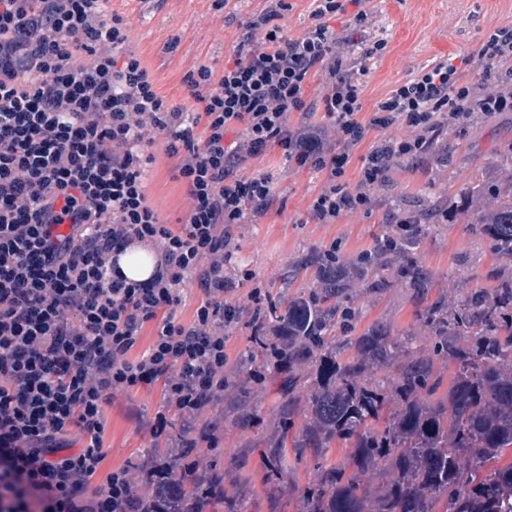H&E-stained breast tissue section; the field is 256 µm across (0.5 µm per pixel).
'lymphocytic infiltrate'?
<instances>
[{"label": "lymphocytic infiltrate", "instance_id": "1", "mask_svg": "<svg viewBox=\"0 0 512 512\" xmlns=\"http://www.w3.org/2000/svg\"><path fill=\"white\" fill-rule=\"evenodd\" d=\"M297 36L280 24L291 0H273L244 23L233 63H201L185 78L191 110L167 103L141 56L134 28L108 0H0V512H137L136 467L92 479L103 458V411L114 393L167 381L148 430L167 414L202 422L224 396V326L262 303L226 299L230 229L262 212L272 176L244 173L248 160L279 147L297 167L325 172L307 216L333 224L368 209L388 162L420 157L438 124L449 131L478 113L512 112V23L491 30L467 55L422 67L363 119L365 69L348 55H382L331 27L351 15L369 28V0H313ZM478 80H466L468 72ZM326 79L322 124H289L307 113L311 78ZM359 181L344 176L370 131ZM164 141L177 160L188 208L163 220L145 193L149 149ZM158 252L148 280L119 265L131 245ZM202 292L191 324L177 322L184 287ZM154 341L131 352L145 324ZM78 428L80 442L69 440Z\"/></svg>", "mask_w": 512, "mask_h": 512}]
</instances>
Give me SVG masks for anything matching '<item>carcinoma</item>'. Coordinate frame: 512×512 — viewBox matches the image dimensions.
Segmentation results:
<instances>
[{
  "label": "carcinoma",
  "instance_id": "obj_1",
  "mask_svg": "<svg viewBox=\"0 0 512 512\" xmlns=\"http://www.w3.org/2000/svg\"><path fill=\"white\" fill-rule=\"evenodd\" d=\"M441 205L416 210L410 237L391 248L373 245L354 257L331 261L321 254L299 260L288 282L307 283L249 313L247 359L224 380L240 391L269 368L282 375L275 426L263 440L267 479L287 475L288 453L312 465L297 488V512H512V463L497 466L512 449V182L499 180V165L482 169L456 205L470 231L486 242L498 267L493 288L470 292L449 309L448 294L434 293L435 277L413 253L438 223ZM398 281L416 307L408 335L411 351L385 320L357 330L353 292H383ZM455 371L442 390V366ZM314 372L305 391V371ZM238 420L257 421L246 398ZM205 437L180 430L139 463L143 479L133 498L143 512H245L246 488L229 495L224 471L185 484L188 456L182 447ZM339 446L347 458L332 463Z\"/></svg>",
  "mask_w": 512,
  "mask_h": 512
}]
</instances>
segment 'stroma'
Here are the masks:
<instances>
[{
	"label": "stroma",
	"mask_w": 512,
	"mask_h": 512,
	"mask_svg": "<svg viewBox=\"0 0 512 512\" xmlns=\"http://www.w3.org/2000/svg\"><path fill=\"white\" fill-rule=\"evenodd\" d=\"M237 19L223 31L207 23L212 0H110V10L128 17L137 34V49L149 65L158 92L170 103L189 105L183 79L199 61L222 68L231 60L242 38L240 21L267 8V0H231ZM374 25L359 31L362 40L385 39L383 55L364 61L351 56L349 65L365 66L366 88L363 117L390 90L418 69L435 61L466 54L478 46L487 31L512 22V0H371ZM456 147L452 157L439 161L433 155L401 160L389 169L385 182L374 191L369 211L350 213L333 224L307 220V208L326 182L324 173L288 163L274 147L249 161L247 170L262 169L273 176V192L267 211L249 223L234 225L230 248L234 266L251 271L269 298H276L288 267L310 253H322L337 245L340 253L355 255L369 249L394 215L415 209L419 200L458 201L470 179L488 162L512 155V112L489 120L470 122L464 131L452 133ZM157 157L148 176L150 203L169 222L183 212L181 185L173 177L175 159L162 144H155ZM418 258L436 275L439 285L453 298L476 288L489 287V270L496 261L484 243L467 231L464 223L444 224L420 248ZM362 324L376 319L391 322L395 329L414 322V307L403 289L367 292L356 299ZM164 386L155 383L113 395L104 413L105 458L97 475L104 484L114 470L128 467L157 447L145 426L162 402ZM220 421L214 445L199 443L197 456L203 463L225 462L238 452L245 434L236 423L229 401L210 409ZM252 476L247 512H268V497H276L282 512H297V499L287 483L265 480L259 452L248 460Z\"/></svg>",
	"instance_id": "1"
}]
</instances>
